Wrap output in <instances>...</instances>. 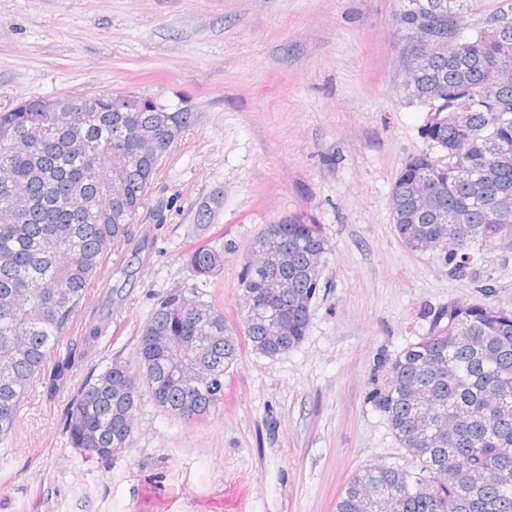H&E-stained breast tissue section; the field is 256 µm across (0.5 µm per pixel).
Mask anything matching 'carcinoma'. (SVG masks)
<instances>
[{
  "label": "carcinoma",
  "mask_w": 512,
  "mask_h": 512,
  "mask_svg": "<svg viewBox=\"0 0 512 512\" xmlns=\"http://www.w3.org/2000/svg\"><path fill=\"white\" fill-rule=\"evenodd\" d=\"M470 0H400L396 26L413 66L406 87L427 109L421 137L431 151L409 158L391 189L392 224L413 252L433 251L448 274L468 275L486 246L512 253V217L496 211L512 194V3L447 47L425 43L462 31ZM45 98L0 110V444L14 430L28 388L39 382L52 399L68 388L105 323L91 322L84 349L64 346L71 321L103 260L129 237L162 158L171 148L159 125L180 138L194 119L157 112L142 98L130 112L104 98L74 123L71 112H39ZM129 157L124 196L112 199V148ZM288 249L285 267L244 262L238 319L212 301L210 280L223 254L201 243L183 255L191 282L162 293L140 329L142 374L113 361L87 377L68 407L70 447L106 460L128 446L142 392L187 424L224 403V376L244 348L275 357L300 345L322 288L331 247L321 226L303 215L268 224L251 250ZM283 282L276 302L288 310V335L267 331L266 284ZM482 300L451 303L430 314L429 329L390 362L387 383L370 395L412 460L356 473L336 512H365L367 493L394 494L399 512H512V311ZM204 381L174 376L164 344Z\"/></svg>",
  "instance_id": "1"
}]
</instances>
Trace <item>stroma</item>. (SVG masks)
Segmentation results:
<instances>
[{
  "instance_id": "obj_1",
  "label": "stroma",
  "mask_w": 512,
  "mask_h": 512,
  "mask_svg": "<svg viewBox=\"0 0 512 512\" xmlns=\"http://www.w3.org/2000/svg\"><path fill=\"white\" fill-rule=\"evenodd\" d=\"M398 0H0V109L19 98L134 92L195 121L162 160L129 243L112 250L67 341L106 321L77 376L112 361L139 373L140 327L190 278L207 243L224 263L210 292L228 319L265 225L301 214L332 252L308 334L273 358L243 350L224 403L186 424L142 397L130 444L88 460L68 444L75 395L31 388L0 445V512H335L349 478L411 458L367 401L383 361L429 328L428 312L478 300L512 310V254L484 248L471 276L398 238L390 194L428 151L407 95ZM217 202L204 234L196 213ZM165 205L163 222L152 211Z\"/></svg>"
}]
</instances>
